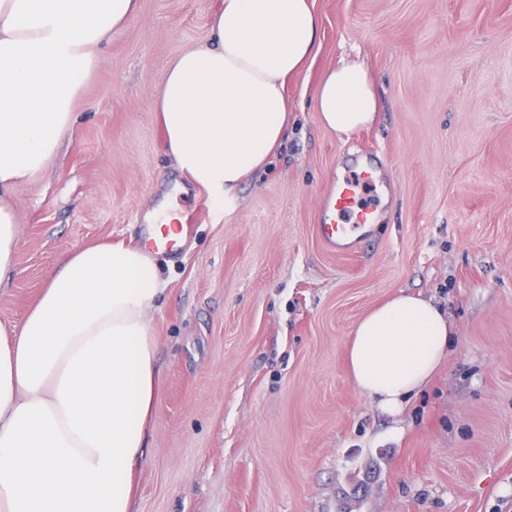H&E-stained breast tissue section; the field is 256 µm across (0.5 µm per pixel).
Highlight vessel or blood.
<instances>
[{"instance_id": "obj_1", "label": "vessel or blood", "mask_w": 512, "mask_h": 512, "mask_svg": "<svg viewBox=\"0 0 512 512\" xmlns=\"http://www.w3.org/2000/svg\"><path fill=\"white\" fill-rule=\"evenodd\" d=\"M370 182V172L361 171L357 182L337 184L324 198L318 215L317 231L321 243L329 251L356 253L362 240L370 237L374 209L359 204L363 188Z\"/></svg>"}]
</instances>
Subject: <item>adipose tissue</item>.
Masks as SVG:
<instances>
[{"instance_id":"obj_1","label":"adipose tissue","mask_w":512,"mask_h":512,"mask_svg":"<svg viewBox=\"0 0 512 512\" xmlns=\"http://www.w3.org/2000/svg\"><path fill=\"white\" fill-rule=\"evenodd\" d=\"M138 0H0V282L11 277L19 182L42 172L72 129V102ZM312 0H221L207 42L181 53L157 112L178 169L216 205L283 138L286 86L317 51ZM315 108L339 138L376 118L364 62L342 59ZM166 287L154 254L78 248L21 323L0 321V512H132L160 376L145 312ZM451 340L431 301L399 293L356 323L347 361L360 392L401 413Z\"/></svg>"}]
</instances>
